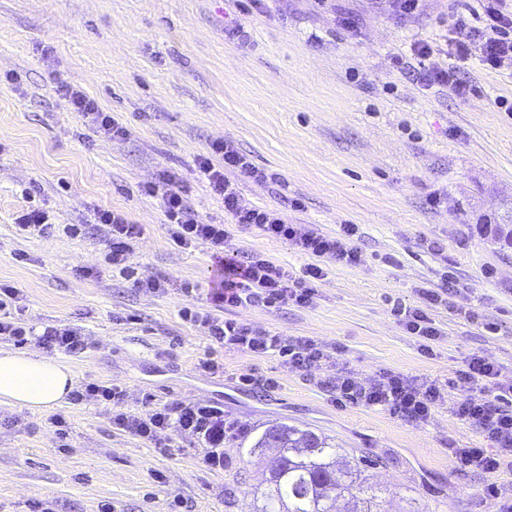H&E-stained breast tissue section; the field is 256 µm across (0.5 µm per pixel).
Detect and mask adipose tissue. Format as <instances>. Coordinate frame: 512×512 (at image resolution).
Returning <instances> with one entry per match:
<instances>
[{"label":"adipose tissue","mask_w":512,"mask_h":512,"mask_svg":"<svg viewBox=\"0 0 512 512\" xmlns=\"http://www.w3.org/2000/svg\"><path fill=\"white\" fill-rule=\"evenodd\" d=\"M74 387L69 368L33 351H0V403L31 412L63 404Z\"/></svg>","instance_id":"1"}]
</instances>
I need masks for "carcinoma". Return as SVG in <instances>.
<instances>
[{"mask_svg": "<svg viewBox=\"0 0 512 512\" xmlns=\"http://www.w3.org/2000/svg\"><path fill=\"white\" fill-rule=\"evenodd\" d=\"M499 247L512 248V215L502 224L485 225ZM270 449L268 492L255 512H336V502L348 498L347 512H378V496L364 484L360 466L366 461L342 454L327 438L295 426L280 424L266 429L249 451Z\"/></svg>", "mask_w": 512, "mask_h": 512, "instance_id": "cac0c4a2", "label": "carcinoma"}]
</instances>
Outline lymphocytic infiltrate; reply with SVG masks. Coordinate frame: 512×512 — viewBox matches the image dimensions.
Here are the masks:
<instances>
[{
  "instance_id": "f902f5d3",
  "label": "lymphocytic infiltrate",
  "mask_w": 512,
  "mask_h": 512,
  "mask_svg": "<svg viewBox=\"0 0 512 512\" xmlns=\"http://www.w3.org/2000/svg\"><path fill=\"white\" fill-rule=\"evenodd\" d=\"M477 2L482 10L483 25L478 28L470 25L465 17H458L452 41L455 56L467 58L471 45L476 43L485 66L495 69L504 62H512V9L506 6L505 0ZM56 93L71 111L82 114L94 133L110 138L125 135V127L80 88L60 80L56 83ZM197 170L214 194L223 200L230 224L253 226L263 236L291 245L308 256L310 262L301 276L294 277L262 254L227 250L230 224L203 221L175 175L161 172L158 179L143 185L141 192L158 200L171 241L186 250L207 245L222 269L219 285L208 293L211 309L184 310L183 320L203 330L218 348L254 357L276 355L289 368L300 372L332 362L333 352L313 338L278 336L264 327L227 317L226 312L241 307L312 305L318 284L325 276L322 260L345 266L360 262L361 255L354 245L358 225H341L333 235L314 227L304 230L288 223L280 210L245 204L237 184L229 179V172H239L257 183L271 181L273 175L254 165L247 154L230 142H214L207 154L199 156ZM94 221L105 231V262L112 271L133 277L135 287L143 292L157 295L168 292V282L136 276L130 264L133 245L141 235L140 225L134 224L127 214L109 209L95 210ZM18 297V289L0 285V340L31 341L44 349L70 355L85 351L88 339L81 328L48 324L38 332L22 317L8 314V304ZM459 376L469 385L471 393L457 403L452 412L459 420L481 430L493 447L489 450L452 448L448 451L449 457L463 471L494 474L512 467V383H499L497 366L486 356L470 358ZM320 385L334 394L336 400L378 407L391 416L416 424L430 419L445 394L444 385L436 380L384 370L377 378L365 382L344 366L336 367ZM112 422L120 430L153 442L164 451L171 448L164 440L165 434L190 435L203 444L204 460L214 468L224 465V440L232 430L224 418L223 408L202 403L170 404L145 414L117 412Z\"/></svg>"
}]
</instances>
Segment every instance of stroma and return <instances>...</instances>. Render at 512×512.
Wrapping results in <instances>:
<instances>
[{
  "label": "stroma",
  "instance_id": "35a3bbf8",
  "mask_svg": "<svg viewBox=\"0 0 512 512\" xmlns=\"http://www.w3.org/2000/svg\"><path fill=\"white\" fill-rule=\"evenodd\" d=\"M383 0H0V283L20 291L30 326L80 327V355L61 354L76 383L116 384L122 411L217 403L244 437L287 423L374 460L367 482L383 512H496L512 498V472L459 470L449 447L486 448L453 404L469 394L458 376L471 355L490 357L512 382V249L480 230L512 206V67L451 53L455 18L481 21L476 0H422L407 17ZM350 18L352 28L342 27ZM240 25L241 38L227 34ZM430 45L417 58L415 44ZM459 67L470 89L428 85L426 70ZM79 86L126 127L108 139L90 130L55 93V78ZM226 140L276 181H232L245 203L276 208L289 223L336 233L359 227L362 258L324 262L309 307L239 308L234 318L281 336L331 347L360 378L392 370L445 382L448 395L427 423L400 421L339 404L316 381L274 356L212 350L183 308L208 307L218 262L207 246L175 247L158 202L139 192L163 170L183 181L204 219L225 221L224 204L196 175L195 160ZM46 208L54 223L82 224L83 236L21 234L18 213ZM128 213L142 234L130 261L140 275L169 279L147 294L104 264L94 209ZM443 247L429 250V243ZM231 250L259 252L293 274L308 256L255 227L233 225ZM92 275H83V268ZM451 281L454 308L432 306L441 330L421 354L396 307L423 304L420 288ZM193 292H182L183 284ZM474 311V319L458 308ZM215 352L223 372L198 368ZM249 372L255 384H240ZM113 405L65 402L49 413L0 404V512H253L268 460L228 443L211 469L185 434L164 452L117 429ZM68 423L59 440L53 421ZM497 484L499 498L487 493Z\"/></svg>",
  "mask_w": 512,
  "mask_h": 512
}]
</instances>
